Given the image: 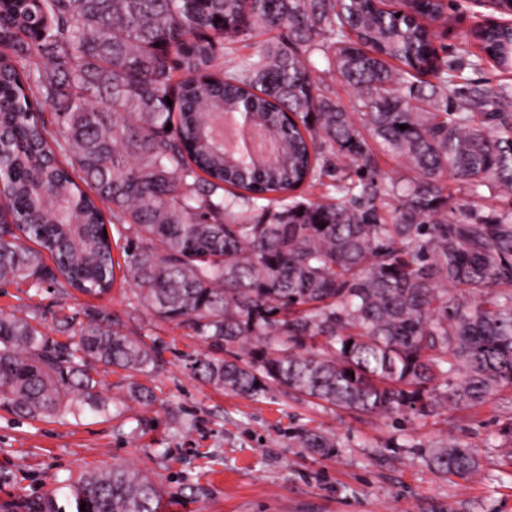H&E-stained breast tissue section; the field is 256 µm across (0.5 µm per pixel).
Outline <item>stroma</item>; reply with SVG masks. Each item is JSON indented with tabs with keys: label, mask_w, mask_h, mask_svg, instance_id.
I'll return each mask as SVG.
<instances>
[{
	"label": "stroma",
	"mask_w": 512,
	"mask_h": 512,
	"mask_svg": "<svg viewBox=\"0 0 512 512\" xmlns=\"http://www.w3.org/2000/svg\"><path fill=\"white\" fill-rule=\"evenodd\" d=\"M494 15L482 0H451L435 28L453 53L466 32ZM132 288L116 277L102 300L48 285L0 286V311L35 317L49 334L58 313L106 308L156 345L162 364L138 378L157 396L149 407L130 399L127 374L117 369L101 376L108 412L38 421L0 409V503L50 499L64 508L63 482L125 464L161 489V512H512V442L496 436L512 422V389L426 420L392 421L281 394L252 401L193 377L190 362L204 343L154 322ZM298 428L335 434L336 457L299 448L291 439ZM451 436L480 458L470 481L450 483L424 461L427 445Z\"/></svg>",
	"instance_id": "obj_1"
}]
</instances>
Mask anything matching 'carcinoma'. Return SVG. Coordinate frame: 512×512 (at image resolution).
I'll return each instance as SVG.
<instances>
[{"label":"carcinoma","mask_w":512,"mask_h":512,"mask_svg":"<svg viewBox=\"0 0 512 512\" xmlns=\"http://www.w3.org/2000/svg\"><path fill=\"white\" fill-rule=\"evenodd\" d=\"M392 2L0 0V284L104 296L116 238L137 306L203 339L192 373L226 392L427 419L512 388V201L464 208L445 183L512 193V93L462 76L472 42L511 70L512 26L474 29L450 59L433 29L446 0ZM315 53L355 91L350 107L314 75ZM241 112L271 159L213 136ZM377 151L409 176L382 171ZM83 315L58 317L64 344L0 314L1 409L104 412L99 369L159 366L110 312ZM130 398L156 400L140 383ZM294 440L336 456L333 434ZM425 460L447 480L480 466L454 440ZM68 489L73 512H158L161 498L119 465Z\"/></svg>","instance_id":"carcinoma-1"}]
</instances>
